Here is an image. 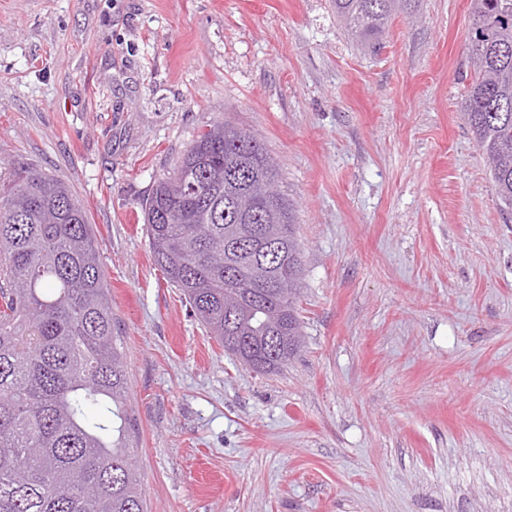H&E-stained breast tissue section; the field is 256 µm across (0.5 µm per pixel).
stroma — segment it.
<instances>
[{
    "mask_svg": "<svg viewBox=\"0 0 512 512\" xmlns=\"http://www.w3.org/2000/svg\"><path fill=\"white\" fill-rule=\"evenodd\" d=\"M470 0L370 52L331 0H0V164L99 245L148 512H512V211L461 110ZM294 205L305 344L253 372L155 264L140 204L216 121Z\"/></svg>",
    "mask_w": 512,
    "mask_h": 512,
    "instance_id": "obj_1",
    "label": "stroma"
}]
</instances>
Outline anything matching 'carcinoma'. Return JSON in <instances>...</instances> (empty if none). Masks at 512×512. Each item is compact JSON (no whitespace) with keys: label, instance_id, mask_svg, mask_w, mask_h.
<instances>
[{"label":"carcinoma","instance_id":"cac0c4a2","mask_svg":"<svg viewBox=\"0 0 512 512\" xmlns=\"http://www.w3.org/2000/svg\"><path fill=\"white\" fill-rule=\"evenodd\" d=\"M374 47L413 0H332ZM463 115L512 210V0H471ZM217 121L141 203L154 261L235 357L297 354L303 273L293 206L264 148ZM127 369L82 203L35 166L0 189V512H145L125 412Z\"/></svg>","mask_w":512,"mask_h":512}]
</instances>
